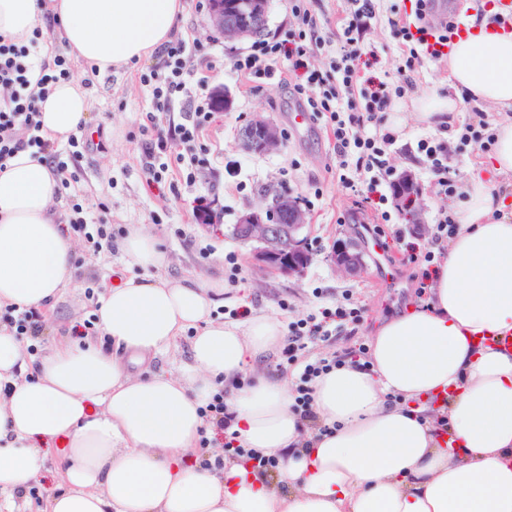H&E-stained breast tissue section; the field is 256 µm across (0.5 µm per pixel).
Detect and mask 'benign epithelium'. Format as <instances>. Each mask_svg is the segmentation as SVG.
<instances>
[{"mask_svg": "<svg viewBox=\"0 0 512 512\" xmlns=\"http://www.w3.org/2000/svg\"><path fill=\"white\" fill-rule=\"evenodd\" d=\"M209 15L213 28L226 39L253 35L266 24L267 0H210ZM240 138L242 148L249 153L276 151L282 144L279 127L261 114L250 122ZM407 185L412 203L403 215L422 238L427 229L421 216L422 204L414 181ZM306 227V212L300 201L280 195L271 205L244 214L232 234L244 245H255L253 256L261 267L290 278L303 275L310 264ZM329 260L347 275H356L364 267L359 248L341 240L332 244Z\"/></svg>", "mask_w": 512, "mask_h": 512, "instance_id": "1", "label": "benign epithelium"}]
</instances>
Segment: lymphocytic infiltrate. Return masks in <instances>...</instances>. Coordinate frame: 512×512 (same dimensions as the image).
I'll list each match as a JSON object with an SVG mask.
<instances>
[{
	"mask_svg": "<svg viewBox=\"0 0 512 512\" xmlns=\"http://www.w3.org/2000/svg\"><path fill=\"white\" fill-rule=\"evenodd\" d=\"M348 11L340 29L319 36V20L311 14L307 0H289L290 12L296 21L288 31L286 40H254L245 50L230 59L234 72L258 80L274 76L280 65H287L296 76L293 86L299 106L310 112L312 118L323 119L325 128L333 139L339 180L349 191L365 188L367 194L378 197L379 215L384 222H391L392 213L387 210L388 197L380 193L381 185L395 186L400 181L388 165L390 147L396 134L386 126V114L395 98L401 97L404 87L410 84L421 60H439L452 24H441L434 29L425 26L424 18L431 9V0H411L415 23L404 20L392 21L391 27L400 39L403 53L397 66L398 84H391L373 77L363 76L360 68L362 42L376 21L373 0H347ZM328 48L331 61L328 70L310 69L308 59L316 47ZM160 71L150 73L152 95L163 100L166 106H187L186 120L175 125L173 136H165L156 130L154 147L166 152L170 139L185 145L190 154L191 172L187 183H195V165L199 159L196 149L200 134L210 120L211 97L205 79L191 80L190 63L210 69L208 55L193 57L190 46L182 39L168 42L160 49ZM71 71L64 56H55L52 62H34L28 46L12 39L0 37V88L7 95L0 101V170L19 151L33 149L35 158L54 164L62 179L61 188H69L68 166L58 150L47 138L39 120L38 102L53 84L70 79ZM416 150L435 174L439 194L456 193L457 184L448 175V144L437 135L418 139ZM364 309L352 293H343L330 307L320 308L318 313L289 323L288 334L279 354L282 368H296V383L291 392L292 410L307 421H315L313 410L314 382L317 378L345 365H353L370 371L372 362L369 350L358 346L350 358L320 356L307 359L310 343L328 341L335 337L339 327L362 321ZM201 412L214 430L224 434V452L203 459L202 464L211 469H223L225 460L241 459L250 462L253 470L268 475L279 472L278 456L265 455L253 448L244 447L231 431L234 416L229 412L223 392H216ZM212 429V430H213Z\"/></svg>",
	"mask_w": 512,
	"mask_h": 512,
	"instance_id": "lymphocytic-infiltrate-1",
	"label": "lymphocytic infiltrate"
}]
</instances>
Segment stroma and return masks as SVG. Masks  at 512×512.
I'll return each mask as SVG.
<instances>
[{
  "instance_id": "obj_1",
  "label": "stroma",
  "mask_w": 512,
  "mask_h": 512,
  "mask_svg": "<svg viewBox=\"0 0 512 512\" xmlns=\"http://www.w3.org/2000/svg\"><path fill=\"white\" fill-rule=\"evenodd\" d=\"M183 16L174 30L175 36L203 45L212 53L216 66L208 74L209 86H223L231 97L227 111L212 114L203 132L208 163L195 184H186L179 175L177 153L173 144L162 160L169 165L166 179L159 184L148 181L146 169L150 158L149 133L143 132L146 113H156L162 122H180L183 113L157 103L152 88L142 82L144 74L160 66L159 56H151L121 69L102 74L91 64L69 59L72 73L81 75L82 84L92 103L89 125L95 140L82 155L63 153L62 159L74 172L76 180L60 196L62 222H69L73 204H81L89 220L106 214L113 227L149 225L168 257L165 276L172 278L216 277L225 275L224 257L235 254L242 268L237 284H225L224 302L215 313L228 319L230 310L247 307L251 313L263 312L288 324L331 306L344 291H352L365 309L364 320L355 334L337 333L327 342L311 344L313 356L343 354L355 345L368 342L376 328L391 315L406 310L416 299L414 283L406 266L398 268L395 287H386L376 275L369 240L359 235L360 224L372 223L375 212L359 197L346 192L339 183L333 141L323 121H316L310 132L291 130L293 112L288 84L273 79L262 91L251 88L249 80L229 68L230 56L246 47V40L228 41L210 22L208 0H185ZM408 0H376L377 20L366 35L362 50L381 59L388 72L399 63L398 41L388 24L389 19L404 16ZM265 113L287 135L282 147L268 154H249L238 146V138L256 113ZM425 125L409 123L397 135L388 160L397 171L411 172L420 188L426 224H433L438 210L452 209L454 198H440L433 192L434 175L425 168L416 152V142L426 135ZM323 196L307 207L311 226L308 247L313 260L305 274L287 278L261 269L249 247L241 245L232 234L234 224L250 208L260 205L266 192L276 191L302 199L314 187ZM212 203V218L204 223L197 218L200 200ZM338 239L358 242L364 249L365 269L350 277L334 268L326 259L332 243ZM121 237H114L111 250L94 253L86 242H79L77 256L83 265L76 269L74 281L62 290L56 303L42 316L47 325L36 342L38 352H45L54 342L71 339L73 326L94 314L95 301L84 295L86 282L95 286L112 282L130 273L121 250ZM209 247L208 257L199 250ZM326 291L315 299L314 288Z\"/></svg>"
}]
</instances>
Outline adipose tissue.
<instances>
[{"label": "adipose tissue", "instance_id": "adipose-tissue-1", "mask_svg": "<svg viewBox=\"0 0 512 512\" xmlns=\"http://www.w3.org/2000/svg\"><path fill=\"white\" fill-rule=\"evenodd\" d=\"M52 10L71 57L106 73L152 56L170 39L185 0H0V35L26 39ZM471 104L496 112L490 168L471 169L455 207L458 229L433 269L425 307L372 336L371 371L347 365L315 382L318 428L291 409L288 381L263 360L280 343L279 321L256 314L239 326L214 319L224 282L149 277L168 264L147 225L122 251L143 276L102 295L97 323L127 359L93 339L55 344L39 357L0 326V512L65 446L63 485L46 512H512V25L472 17L448 54V89L394 112L454 137ZM45 134L63 141L86 126L78 77L52 85L39 104ZM46 162L18 152L0 170V307L42 308L73 278L77 242L56 209ZM194 329L188 369L138 374L131 364ZM249 385H240L242 374ZM228 386L233 429L245 447L281 459L278 476L237 462L217 473L187 465L205 424L201 408ZM447 393L445 407L430 397ZM448 421L458 450L439 439ZM330 433H321V425Z\"/></svg>", "mask_w": 512, "mask_h": 512}]
</instances>
